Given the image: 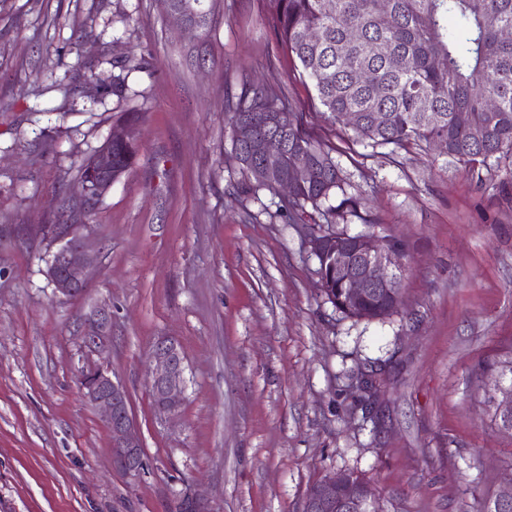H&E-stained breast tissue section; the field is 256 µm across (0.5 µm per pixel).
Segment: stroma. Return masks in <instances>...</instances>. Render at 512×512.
Returning <instances> with one entry per match:
<instances>
[{
  "label": "stroma",
  "instance_id": "obj_1",
  "mask_svg": "<svg viewBox=\"0 0 512 512\" xmlns=\"http://www.w3.org/2000/svg\"><path fill=\"white\" fill-rule=\"evenodd\" d=\"M218 4L200 38L162 0H0V512H172L187 491L208 512H304L308 488L342 472L370 480L383 512H481L512 478L482 370L512 346V159L475 173L422 144L355 140L263 0ZM251 80L335 147L362 202L345 231L400 242L397 313L336 312L308 246L318 212L289 223L271 192L240 191L225 104ZM124 112L139 116L136 164L87 218L85 293L56 297L38 227L74 204ZM103 303L147 462L136 478L77 382L95 360L79 320ZM162 336L185 361L169 418L148 378Z\"/></svg>",
  "mask_w": 512,
  "mask_h": 512
}]
</instances>
